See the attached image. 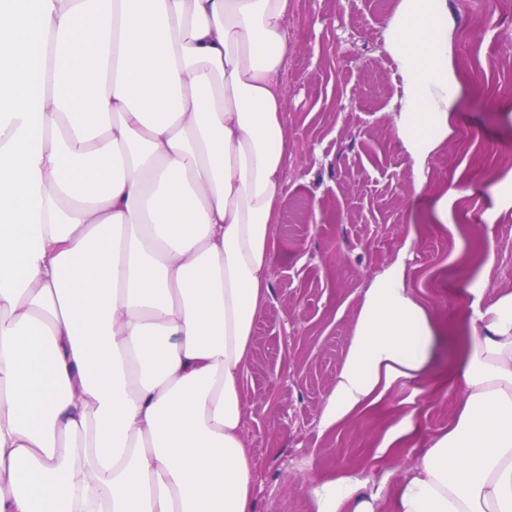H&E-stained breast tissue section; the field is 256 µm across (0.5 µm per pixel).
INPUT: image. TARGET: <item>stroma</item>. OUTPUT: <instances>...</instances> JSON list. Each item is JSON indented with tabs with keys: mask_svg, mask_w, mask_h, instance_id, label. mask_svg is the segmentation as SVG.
I'll list each match as a JSON object with an SVG mask.
<instances>
[{
	"mask_svg": "<svg viewBox=\"0 0 512 512\" xmlns=\"http://www.w3.org/2000/svg\"><path fill=\"white\" fill-rule=\"evenodd\" d=\"M397 4L290 0L286 191L243 387L253 512H314L309 487L351 471L381 487L378 512H395L396 483L462 403L471 287L487 302L512 292V208L494 191L512 174V8L448 0L467 96L418 193L392 127L399 78L382 40ZM443 196L439 224L432 205ZM398 260L440 331L431 377L394 380L374 405L323 428L364 294Z\"/></svg>",
	"mask_w": 512,
	"mask_h": 512,
	"instance_id": "stroma-1",
	"label": "stroma"
}]
</instances>
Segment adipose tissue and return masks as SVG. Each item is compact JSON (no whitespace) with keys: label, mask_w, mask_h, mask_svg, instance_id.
Listing matches in <instances>:
<instances>
[{"label":"adipose tissue","mask_w":512,"mask_h":512,"mask_svg":"<svg viewBox=\"0 0 512 512\" xmlns=\"http://www.w3.org/2000/svg\"><path fill=\"white\" fill-rule=\"evenodd\" d=\"M290 0H0V512H252L244 377L288 147ZM448 0L384 32L415 190L464 89ZM455 422L397 512H512V292L471 290ZM395 262L367 289L323 427L429 377ZM369 477L315 512H376Z\"/></svg>","instance_id":"obj_1"}]
</instances>
